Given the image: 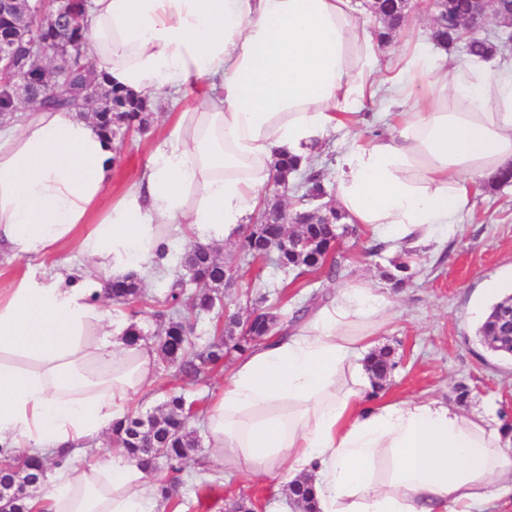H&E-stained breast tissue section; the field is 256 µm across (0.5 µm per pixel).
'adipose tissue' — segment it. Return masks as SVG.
Here are the masks:
<instances>
[{"label":"adipose tissue","mask_w":512,"mask_h":512,"mask_svg":"<svg viewBox=\"0 0 512 512\" xmlns=\"http://www.w3.org/2000/svg\"><path fill=\"white\" fill-rule=\"evenodd\" d=\"M359 0H90L91 54L111 86L190 92L147 171L107 200L117 145L83 109H19L0 123V255L27 260L0 291V461L72 454L111 433L156 357L101 295L173 265L191 243L239 237L273 163L309 161L358 110L393 123L349 143L334 171L346 223L413 248L456 236L479 186L512 167V64L405 44L382 65ZM82 258L61 266L62 249ZM389 300L365 283L240 359L208 412L214 462L307 479L317 512H486L512 497V434L492 409L368 392V339ZM162 479L124 450L60 466L27 512H155Z\"/></svg>","instance_id":"1"}]
</instances>
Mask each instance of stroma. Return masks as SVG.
<instances>
[{
    "label": "stroma",
    "instance_id": "1",
    "mask_svg": "<svg viewBox=\"0 0 512 512\" xmlns=\"http://www.w3.org/2000/svg\"><path fill=\"white\" fill-rule=\"evenodd\" d=\"M376 104H365L361 122L353 129H339L313 151L317 166L333 171L343 144L352 136L369 141L386 134L384 123L376 121ZM170 117L153 120L149 133H131L120 140L112 178V193L120 195L133 178L146 170L158 143L168 134ZM457 237H435L430 244L415 247L413 276L403 287H392L386 271L402 259V252L390 243L379 242L372 232L356 226L336 247L342 265L339 277L294 278L268 260L241 265L240 278L226 289L224 301L229 312L247 318L255 293L280 294V313H292L312 292L332 297L344 285L371 281L393 303L391 317L371 341L374 348H388L396 366L379 388L395 399L431 398L460 406L466 412L483 411L496 403L503 424L512 426V360L492 356L476 338L473 310L490 302L484 281L512 278V185L500 191L478 192L471 209L460 218ZM168 289L158 282L143 289L141 301L122 305L131 321L140 324L145 348H153L160 328L158 304ZM228 367L218 368L209 380L184 385L194 404L190 424L201 438L199 448L185 461L179 473L163 471L164 479L175 482L172 499L161 501L158 512H199L196 490L202 483L216 485L218 493L210 501L209 512H225L231 500L245 495L260 499L262 512H288L289 500L282 481L256 476L248 471L225 472L209 462L210 448L204 445V419L218 388L223 386Z\"/></svg>",
    "mask_w": 512,
    "mask_h": 512
}]
</instances>
